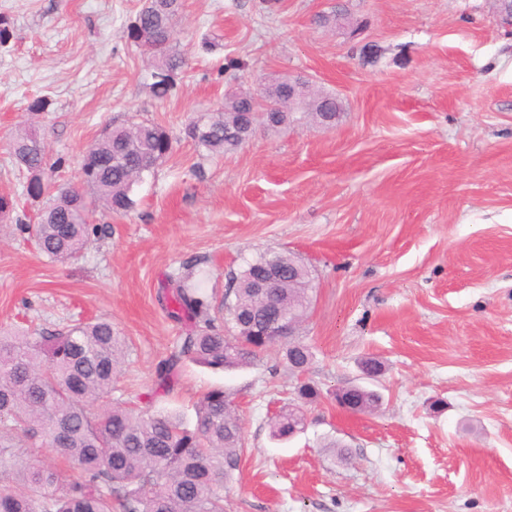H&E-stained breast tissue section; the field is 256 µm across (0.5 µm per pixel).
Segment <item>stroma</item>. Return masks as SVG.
Here are the masks:
<instances>
[{"label":"stroma","mask_w":512,"mask_h":512,"mask_svg":"<svg viewBox=\"0 0 512 512\" xmlns=\"http://www.w3.org/2000/svg\"><path fill=\"white\" fill-rule=\"evenodd\" d=\"M184 0L174 41L186 64L163 99L128 29L144 0H0V324L62 330L110 319L128 350L112 403L194 423L211 389L230 395L244 450L225 512H512V29L493 0ZM218 43L201 48L204 39ZM302 74L338 96L334 126L256 125L223 156L186 138L228 93ZM38 97L45 112L29 111ZM152 122L172 152L115 214L95 206L81 258L40 255L26 225L40 202L9 153L37 130L56 180L81 183L84 152L112 125ZM306 264L314 281L299 335L321 395L303 432L271 438L297 375L281 346L214 371L159 370L185 335L170 279L207 273L221 303L261 256ZM386 371L373 415L334 393ZM443 401L434 409V401Z\"/></svg>","instance_id":"obj_1"}]
</instances>
